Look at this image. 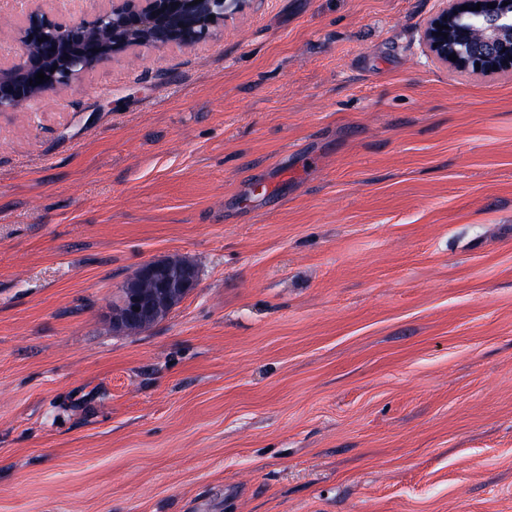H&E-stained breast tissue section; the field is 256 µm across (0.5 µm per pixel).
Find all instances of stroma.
I'll return each mask as SVG.
<instances>
[{
	"mask_svg": "<svg viewBox=\"0 0 512 512\" xmlns=\"http://www.w3.org/2000/svg\"><path fill=\"white\" fill-rule=\"evenodd\" d=\"M436 5L253 0L0 113V512H512V75ZM438 2L439 7L427 17L422 27V41L435 64L456 73L490 75L510 72L512 75V0ZM503 2H508V5L503 6ZM477 3H480V10L470 11V7H476ZM490 3H494V9H491ZM462 5L468 6V9L460 11ZM485 16L494 17L495 24L499 25L486 27L483 23ZM437 24L444 26V29L440 30ZM438 32H441V36H437ZM443 33L447 34V38L443 37ZM491 40L502 41L507 52L496 56H478L470 52L469 46L474 42ZM452 53L458 56L455 62L448 59ZM477 63H480V67H476ZM493 65H497V70H493ZM197 281L193 267L172 258L143 263L121 287L120 300L112 307V331L130 333L150 327L163 309H174L189 295Z\"/></svg>",
	"mask_w": 512,
	"mask_h": 512,
	"instance_id": "obj_1",
	"label": "stroma"
}]
</instances>
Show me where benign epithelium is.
Here are the masks:
<instances>
[{
    "mask_svg": "<svg viewBox=\"0 0 512 512\" xmlns=\"http://www.w3.org/2000/svg\"><path fill=\"white\" fill-rule=\"evenodd\" d=\"M12 2L4 23L13 28L18 51L0 61V112H20L46 92L64 89L140 47H195L255 0H100L91 18L68 23L49 18L36 7L39 0ZM491 40L503 42L507 52H470L471 44ZM422 41L431 60L452 72L512 73V0H439L424 22ZM451 54L458 59H448ZM40 71L49 79L37 85ZM196 286V270L188 264L172 258L143 263L121 287L112 307V331L130 333L155 323L162 310L175 308Z\"/></svg>",
    "mask_w": 512,
    "mask_h": 512,
    "instance_id": "1",
    "label": "benign epithelium"
}]
</instances>
